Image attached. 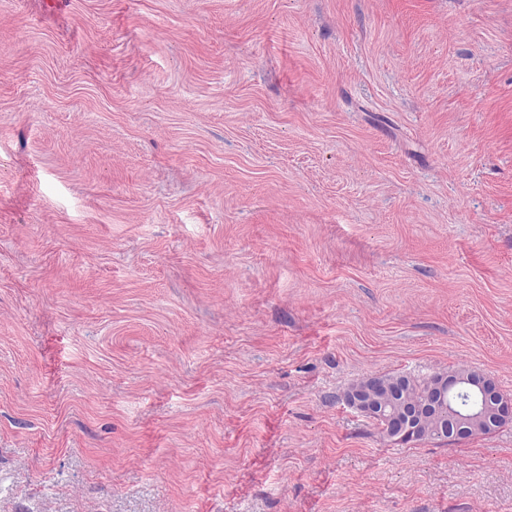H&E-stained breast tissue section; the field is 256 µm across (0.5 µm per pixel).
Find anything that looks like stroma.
I'll list each match as a JSON object with an SVG mask.
<instances>
[{"instance_id": "35a3bbf8", "label": "stroma", "mask_w": 512, "mask_h": 512, "mask_svg": "<svg viewBox=\"0 0 512 512\" xmlns=\"http://www.w3.org/2000/svg\"><path fill=\"white\" fill-rule=\"evenodd\" d=\"M0 0V512H512V0ZM447 388L448 400L454 392L460 389H466L484 399L490 395L488 391L492 388V393L495 394L498 422L509 423L512 421V398L500 393L495 384L480 373H478V377H438L424 395L423 406L433 407L437 410L446 409ZM379 383L375 379H367L357 386L352 387L342 397L350 408L356 410L368 418H374L381 414L377 407L376 396ZM412 417L413 416H408L407 422H404L403 418L393 411V413L386 419L385 428L387 437L395 441L415 437L417 434V427L413 426ZM397 435H399V437L395 438Z\"/></svg>"}]
</instances>
